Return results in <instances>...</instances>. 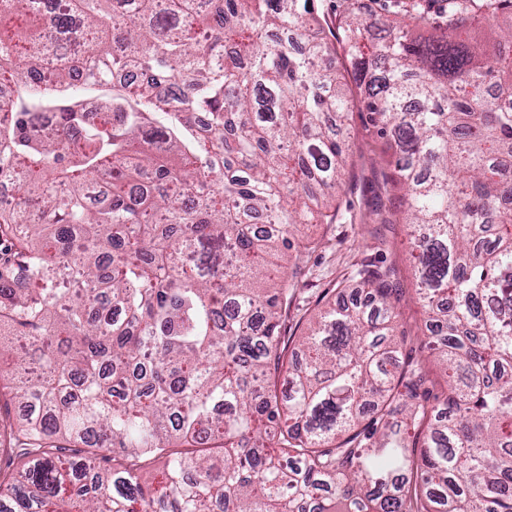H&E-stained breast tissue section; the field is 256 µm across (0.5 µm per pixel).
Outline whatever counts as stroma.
<instances>
[{"label":"stroma","instance_id":"stroma-1","mask_svg":"<svg viewBox=\"0 0 512 512\" xmlns=\"http://www.w3.org/2000/svg\"><path fill=\"white\" fill-rule=\"evenodd\" d=\"M349 128L360 152L349 160L344 185L336 196L335 221L301 227L312 245L289 263L298 291L282 317V326L295 328L329 304H339L359 294L357 272L361 268H392L404 291L398 305V324L413 340L410 355L423 363L431 379H439L434 360L421 346L426 329L416 278L406 253L409 228L404 224L380 225L376 212L377 184L381 179L377 161L386 158V145L361 110H354Z\"/></svg>","mask_w":512,"mask_h":512}]
</instances>
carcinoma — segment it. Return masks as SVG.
Instances as JSON below:
<instances>
[{
    "label": "carcinoma",
    "mask_w": 512,
    "mask_h": 512,
    "mask_svg": "<svg viewBox=\"0 0 512 512\" xmlns=\"http://www.w3.org/2000/svg\"><path fill=\"white\" fill-rule=\"evenodd\" d=\"M346 3L329 41L316 0H0V512H512V0L436 26ZM355 108L395 157L438 389L393 269L301 359L293 280L260 287L332 219Z\"/></svg>",
    "instance_id": "carcinoma-1"
}]
</instances>
